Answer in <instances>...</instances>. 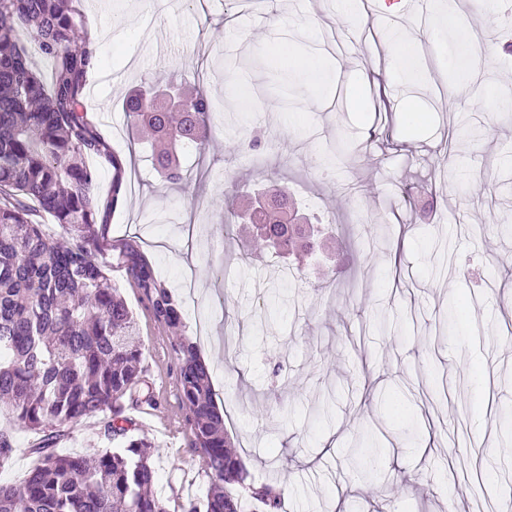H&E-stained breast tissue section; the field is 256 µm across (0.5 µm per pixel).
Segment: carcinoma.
<instances>
[{
	"mask_svg": "<svg viewBox=\"0 0 512 512\" xmlns=\"http://www.w3.org/2000/svg\"><path fill=\"white\" fill-rule=\"evenodd\" d=\"M81 29L72 0H0V415L44 432L31 449L37 465L23 482L0 483V512H168L153 490L152 443L129 435L125 416L127 405L140 400L142 383L135 317L95 257L98 173L86 157L101 153L102 141L86 119L93 50ZM22 32L52 61L48 88L19 43ZM177 90L178 103L139 89L125 101L130 125L147 135L154 169L170 185L186 179L188 149L200 154L212 139L205 123L211 98L199 88ZM112 170L115 207L124 173L116 156ZM37 211L55 221L58 235L32 219ZM237 211L252 255L268 248L299 260L325 247L312 225L300 222L284 187L239 195ZM119 259L130 263L156 319L178 328L181 305L152 264L133 250ZM172 347L195 444L211 475L203 512H245L241 491L249 488V474L213 399L210 368L188 337H174ZM100 413L115 447L53 450L62 427ZM375 449L368 437L350 453L367 479ZM251 497L264 512L282 508L271 485Z\"/></svg>",
	"mask_w": 512,
	"mask_h": 512,
	"instance_id": "1",
	"label": "carcinoma"
}]
</instances>
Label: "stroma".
Wrapping results in <instances>:
<instances>
[{
  "label": "stroma",
  "mask_w": 512,
  "mask_h": 512,
  "mask_svg": "<svg viewBox=\"0 0 512 512\" xmlns=\"http://www.w3.org/2000/svg\"><path fill=\"white\" fill-rule=\"evenodd\" d=\"M386 0H354L350 19L320 0H286L270 20L266 0H74L96 64L86 119L106 152L126 163V200L112 204V170L99 171L95 251L138 323L150 402L129 410L132 433L154 447L156 491L169 512L202 503L210 473L181 397L172 331L158 323L117 256L133 246L152 262L183 311V332L210 366L224 426L249 483L280 479L283 512H330L352 487L351 512H445L464 498L470 512L512 502V29L486 0L452 10L425 0L434 20L383 18ZM234 29L219 26L222 18ZM473 28L484 53L469 74L457 38ZM313 57L297 65L290 54ZM260 59L261 72L235 59ZM378 81H371L372 70ZM203 83L227 105L224 131L188 178L163 184L132 133L123 97L135 83ZM498 90L493 112H459V95ZM296 96L298 109L285 108ZM272 133L265 165L238 149L253 126ZM352 155L330 165L337 139ZM223 154V166L212 156ZM264 178L288 186L302 213L346 229L294 275L272 253L245 259L230 213L235 194ZM361 186L349 194V184ZM196 228L197 269L181 262L185 226ZM103 417L69 425L56 450L106 447ZM335 433V455L320 452ZM371 433L385 459L374 482L344 465ZM15 450L1 483L37 463L41 433L13 429ZM438 449L420 460L416 448Z\"/></svg>",
  "instance_id": "stroma-1"
}]
</instances>
